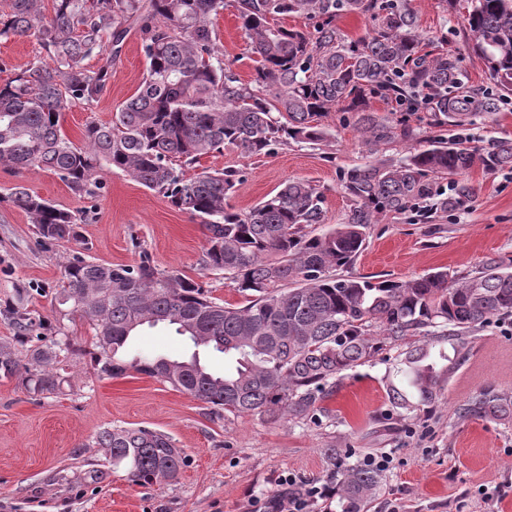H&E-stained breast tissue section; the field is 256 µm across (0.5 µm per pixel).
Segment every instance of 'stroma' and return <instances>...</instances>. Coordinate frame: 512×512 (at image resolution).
<instances>
[{"label":"stroma","mask_w":512,"mask_h":512,"mask_svg":"<svg viewBox=\"0 0 512 512\" xmlns=\"http://www.w3.org/2000/svg\"><path fill=\"white\" fill-rule=\"evenodd\" d=\"M413 6L424 35H446L470 83L485 84L488 69L462 33V10L445 0H413ZM215 30L218 53L242 82H250L256 57L234 10H225ZM45 57L33 38L0 40V84ZM144 72L137 33L126 40L101 99L66 109L67 137L80 142L88 121L110 120ZM323 123L329 136L321 145H281L259 157L228 147L200 158L186 174L237 171L231 203L243 211L287 181L309 180L324 195V222L316 230L325 232L342 222L350 206L341 173L364 157L354 126L342 124L333 112ZM100 177L104 192L90 201L52 172L0 168V187L23 184L61 208L86 215L79 240L44 245L24 212L0 202V339L15 334L6 309L21 289L37 321L35 335L48 341L69 338L80 350L62 363L64 383L56 393L33 396L19 378H0V512H253L252 499L281 494L282 476L292 475L301 488L327 484L324 450L330 446L353 462L388 457L368 512H512V420L464 413L482 390L512 395V316L468 337L464 358L450 375L441 376L434 404L402 416L389 407L385 381L396 356L419 344L416 336L347 371L325 400L324 412L302 420L273 423L259 414L218 419L188 393L135 371L97 378L87 355L93 329L55 299L73 257L131 265L146 253L159 271L203 282L218 302L245 301L233 279L205 269L207 231L198 217L120 170L103 169ZM465 180L476 189L472 200L431 223L411 224L390 215L370 225L346 274L374 282L441 270L466 275L487 257L512 256V171L474 170ZM193 350L187 337L160 324L142 327L123 357L183 358ZM108 426L164 432L190 463L175 481L132 483L96 444L98 432ZM95 470L103 477L94 482Z\"/></svg>","instance_id":"1"}]
</instances>
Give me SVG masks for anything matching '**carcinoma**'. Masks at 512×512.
Masks as SVG:
<instances>
[{
  "instance_id": "obj_1",
  "label": "carcinoma",
  "mask_w": 512,
  "mask_h": 512,
  "mask_svg": "<svg viewBox=\"0 0 512 512\" xmlns=\"http://www.w3.org/2000/svg\"><path fill=\"white\" fill-rule=\"evenodd\" d=\"M226 0H9L0 14V40L33 36L51 63L31 62L0 85V166L49 170L74 193L94 198L99 173L115 168L199 217L208 231L205 268L233 278L243 305H224L193 279L157 270L148 254L134 265H107L74 257L64 268L59 304H69L95 330L90 352L100 378L133 369L208 405L210 414L258 413L271 420L304 419L336 388L345 372L372 361L384 346L421 331L457 341L454 357L433 354L428 339L396 358L386 381L391 410L414 412L431 402L437 361L455 365L462 336L512 315V257L493 256L464 276L432 272L405 281L372 282L337 274L351 265L366 229L388 215L430 217L460 208L474 188L438 179L475 169L512 170V138L488 146L471 137L419 138L408 116L428 114L433 128H465L500 111L512 96V0H463L464 29L487 63L491 84L476 87L447 48L448 38L424 36L412 0H234L252 53L253 82L242 83L215 55L214 20ZM305 15L313 29H288L279 16ZM346 14L369 17L356 39L336 26ZM144 35L146 73L135 94L106 122L91 120L76 144L62 131L69 106L103 95L129 31ZM98 57L95 69L84 60ZM379 99L395 116L368 111ZM340 113L355 127L373 160L343 172L352 205L336 227L314 233L324 220L323 195L310 182L284 183L254 207L230 204L237 171L186 178L182 165L236 147L251 156L275 145L327 139L321 118ZM411 143L399 160L379 156L382 146ZM36 224L44 241H76L85 216L62 209L15 185L0 196ZM16 336L0 341V376L19 374L16 345L27 346L21 385L52 394L61 381L55 364L75 354L71 342L33 344V322L23 306L8 308ZM166 324L196 348L235 359L216 374L188 359L118 358L141 327ZM464 413L512 419V396L486 389ZM97 444L112 467L133 482L174 481L186 456L166 434L147 428H104ZM324 454L334 467L337 512H364L382 484L379 470L350 464L337 448Z\"/></svg>"
}]
</instances>
